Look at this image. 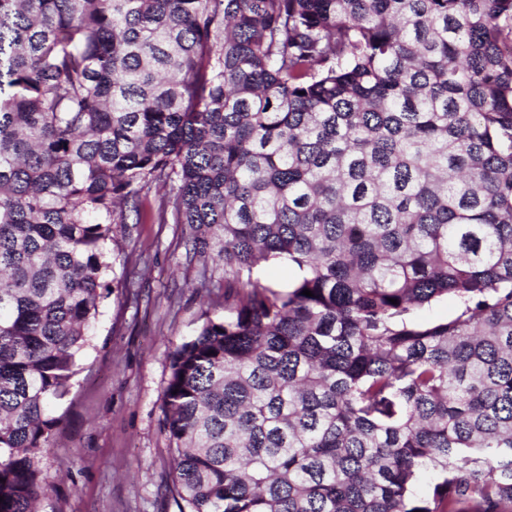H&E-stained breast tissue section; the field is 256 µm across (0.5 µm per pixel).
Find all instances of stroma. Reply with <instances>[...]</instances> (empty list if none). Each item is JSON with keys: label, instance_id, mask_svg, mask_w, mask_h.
<instances>
[{"label": "stroma", "instance_id": "1", "mask_svg": "<svg viewBox=\"0 0 512 512\" xmlns=\"http://www.w3.org/2000/svg\"><path fill=\"white\" fill-rule=\"evenodd\" d=\"M137 303L103 301L95 336L43 458L52 489L41 512H176L159 430L170 354L224 299L223 270L187 259L178 224H131Z\"/></svg>", "mask_w": 512, "mask_h": 512}]
</instances>
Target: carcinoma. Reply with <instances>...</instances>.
Here are the masks:
<instances>
[{"label":"carcinoma","instance_id":"1","mask_svg":"<svg viewBox=\"0 0 512 512\" xmlns=\"http://www.w3.org/2000/svg\"><path fill=\"white\" fill-rule=\"evenodd\" d=\"M128 222L224 266L177 512H512V0H0V512L51 488Z\"/></svg>","mask_w":512,"mask_h":512}]
</instances>
